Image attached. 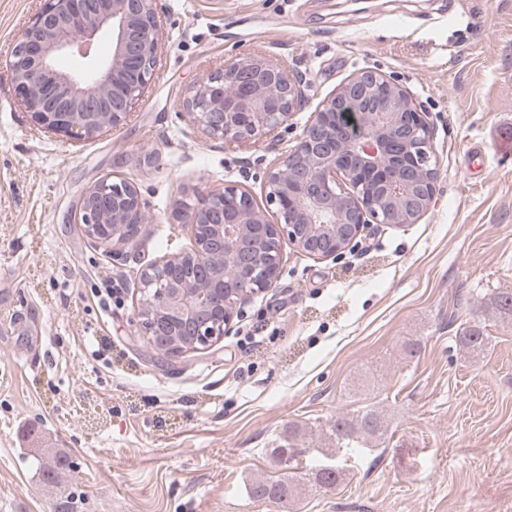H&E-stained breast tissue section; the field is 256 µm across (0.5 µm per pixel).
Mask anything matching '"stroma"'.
I'll use <instances>...</instances> for the list:
<instances>
[{"label": "stroma", "instance_id": "35a3bbf8", "mask_svg": "<svg viewBox=\"0 0 512 512\" xmlns=\"http://www.w3.org/2000/svg\"><path fill=\"white\" fill-rule=\"evenodd\" d=\"M36 0H0V512H512V0H157L162 47L127 122L75 140L36 126L9 60ZM287 63L305 100L258 147L178 112L209 70ZM361 68L423 102L439 163L415 224H379L342 260L282 249L276 286L213 346L158 362L139 337L140 270L188 249L173 206L263 173ZM122 177L151 221L123 260L75 206ZM489 343L468 353L463 328ZM416 344L415 355L406 345ZM376 411L383 443L337 447ZM287 501L251 497L281 478ZM65 456L73 470L49 485ZM340 466L335 489L307 479ZM383 422L376 411H366L356 419H349L344 415L336 417L332 425V434L336 437V443L353 442L359 436L381 437L384 435Z\"/></svg>", "mask_w": 512, "mask_h": 512}]
</instances>
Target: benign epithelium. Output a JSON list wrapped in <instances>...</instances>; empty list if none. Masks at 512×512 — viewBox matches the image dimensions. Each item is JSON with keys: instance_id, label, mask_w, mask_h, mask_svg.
I'll list each match as a JSON object with an SVG mask.
<instances>
[{"instance_id": "obj_1", "label": "benign epithelium", "mask_w": 512, "mask_h": 512, "mask_svg": "<svg viewBox=\"0 0 512 512\" xmlns=\"http://www.w3.org/2000/svg\"><path fill=\"white\" fill-rule=\"evenodd\" d=\"M21 30L10 69L36 125L72 139L125 124L161 50L156 0H41ZM112 37V57L94 58L95 38ZM90 60L81 75L55 61ZM303 82L280 63L246 57L189 88L181 107L206 135L249 146L288 120L304 101ZM432 128L421 101L370 68L322 100L296 143L269 164L265 205L237 184L188 202L177 223L191 247L142 268L137 323L156 355L172 361L212 346L254 296L281 274L282 245L339 260L373 224H416L436 197ZM83 232L121 258L147 223L137 187L101 181L79 199ZM277 219L271 220V214Z\"/></svg>"}]
</instances>
